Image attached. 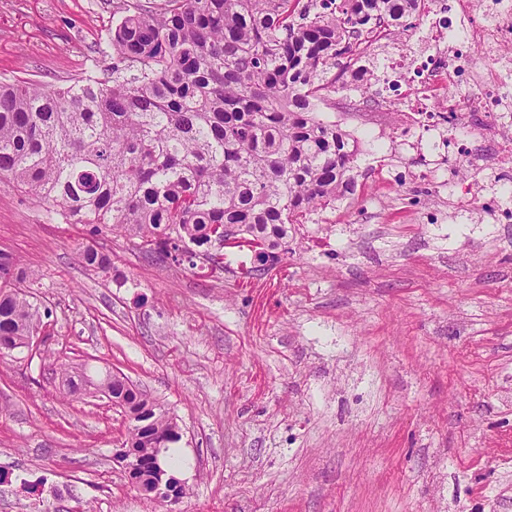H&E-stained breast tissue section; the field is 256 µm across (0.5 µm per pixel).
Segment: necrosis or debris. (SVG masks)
Instances as JSON below:
<instances>
[{
    "label": "necrosis or debris",
    "mask_w": 512,
    "mask_h": 512,
    "mask_svg": "<svg viewBox=\"0 0 512 512\" xmlns=\"http://www.w3.org/2000/svg\"><path fill=\"white\" fill-rule=\"evenodd\" d=\"M441 0L421 13L419 49L394 53L382 70L363 69L357 86L379 85L404 101L415 145H430L448 166L471 168L494 163L512 169V0ZM484 48L474 57L472 45ZM465 125L472 140L446 138Z\"/></svg>",
    "instance_id": "obj_1"
}]
</instances>
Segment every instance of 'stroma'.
<instances>
[{
	"mask_svg": "<svg viewBox=\"0 0 512 512\" xmlns=\"http://www.w3.org/2000/svg\"><path fill=\"white\" fill-rule=\"evenodd\" d=\"M122 0H0V81L112 75ZM353 192L245 278L171 267L52 219L0 183V250L52 316L0 361V512H512V185L459 203L410 130L360 127ZM112 259L86 266L82 243ZM110 369L176 417L186 493L140 499L112 456L123 416L53 366Z\"/></svg>",
	"mask_w": 512,
	"mask_h": 512,
	"instance_id": "stroma-1",
	"label": "stroma"
}]
</instances>
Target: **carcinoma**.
<instances>
[{"mask_svg": "<svg viewBox=\"0 0 512 512\" xmlns=\"http://www.w3.org/2000/svg\"><path fill=\"white\" fill-rule=\"evenodd\" d=\"M422 0H130L109 32L112 77L66 86L0 82V181L66 224L140 240L173 266H224L229 244L266 272L288 239L350 190L355 150L321 118L336 60L365 55L386 22L401 34ZM84 263L111 259L88 245ZM0 251V359L52 316ZM68 391L122 401L131 485L156 499L146 462L181 439L176 418L127 376L56 363Z\"/></svg>", "mask_w": 512, "mask_h": 512, "instance_id": "cac0c4a2", "label": "carcinoma"}]
</instances>
